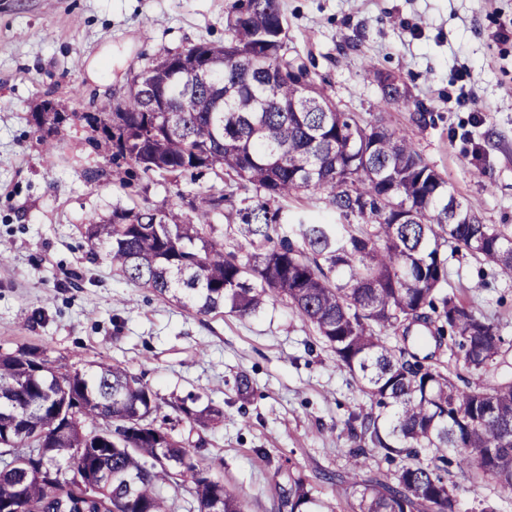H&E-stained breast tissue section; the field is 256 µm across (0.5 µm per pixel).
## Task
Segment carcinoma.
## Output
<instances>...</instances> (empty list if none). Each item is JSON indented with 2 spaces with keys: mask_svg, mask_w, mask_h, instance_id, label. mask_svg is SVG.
I'll return each instance as SVG.
<instances>
[{
  "mask_svg": "<svg viewBox=\"0 0 512 512\" xmlns=\"http://www.w3.org/2000/svg\"><path fill=\"white\" fill-rule=\"evenodd\" d=\"M224 44L167 52L142 70L147 88L112 105L117 155L146 174H214L219 184L190 203L194 218L143 206L112 210L86 225L129 282L183 295L200 315L241 318L279 301L332 349L372 402L347 421L354 512H459L458 486L443 475L448 449L512 495V381L457 387L429 356L391 345L389 330L416 331L414 344L448 338L480 373L498 357L499 328L455 296L444 247L453 244L512 278V232L477 217L414 150L406 133L341 110L323 81L288 60L280 0H235ZM203 50L205 81L171 70L167 58ZM379 106L406 105L400 85H381ZM168 111L151 125L159 93ZM318 195L338 223L294 222L280 235L269 203ZM261 198L255 203L253 198ZM238 223L214 237L211 214ZM158 394L119 364L62 370L46 350L0 353V505L9 512H246L242 496L200 466L184 441L156 423ZM177 410L194 427L224 418L217 407ZM395 467L360 473L369 453ZM430 451L436 464L421 459ZM307 481L291 477L279 512H312Z\"/></svg>",
  "mask_w": 512,
  "mask_h": 512,
  "instance_id": "cac0c4a2",
  "label": "carcinoma"
}]
</instances>
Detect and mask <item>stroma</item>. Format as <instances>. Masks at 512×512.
<instances>
[{"instance_id":"stroma-1","label":"stroma","mask_w":512,"mask_h":512,"mask_svg":"<svg viewBox=\"0 0 512 512\" xmlns=\"http://www.w3.org/2000/svg\"><path fill=\"white\" fill-rule=\"evenodd\" d=\"M233 0H0V351L47 349L67 370L107 359L141 374L158 418L192 397L224 411L205 430L174 434L249 512H278L289 474L352 512L346 422L371 401L312 327L282 303L257 316L196 314L127 282L85 237L115 207L189 200L214 176L145 175L113 157L93 117L126 95L134 72L167 52L223 44ZM289 56L334 101L406 131L423 160L486 224L512 227V0H281ZM398 79L409 107L382 111L377 75ZM428 110L418 122L414 104ZM56 112L59 122L38 123ZM55 145L46 158L47 145ZM448 292L495 322L501 354L480 375L460 353L427 351L458 385L512 376V280L466 250L448 257ZM248 375L253 390L240 396Z\"/></svg>"}]
</instances>
